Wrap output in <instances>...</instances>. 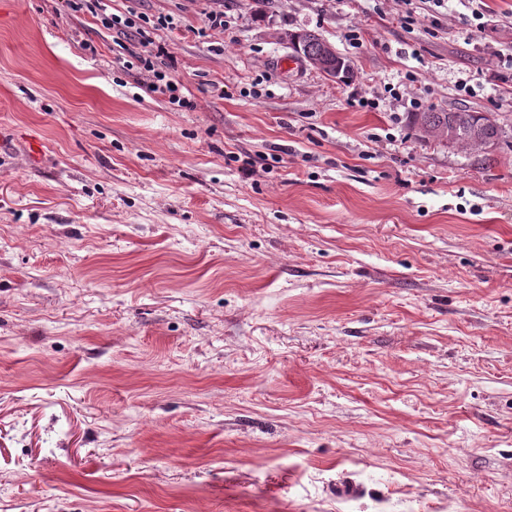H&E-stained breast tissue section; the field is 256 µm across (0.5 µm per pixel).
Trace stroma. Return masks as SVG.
Returning <instances> with one entry per match:
<instances>
[{
    "label": "stroma",
    "mask_w": 512,
    "mask_h": 512,
    "mask_svg": "<svg viewBox=\"0 0 512 512\" xmlns=\"http://www.w3.org/2000/svg\"><path fill=\"white\" fill-rule=\"evenodd\" d=\"M207 6L111 0L174 16L178 111L129 37L0 0V512H512V0ZM458 112V113H457ZM466 112L471 114H477V112H470L466 109H456L454 111L448 110V112H422L420 113V118L424 119L425 124L429 127L426 130V136L427 137H434L438 136L442 139L448 140V143L452 141V138L454 137V129H448V123L450 122L452 116H454L457 113V125H466L468 116ZM430 127L433 128H446L445 130L440 131H434L430 129ZM475 117V115H472ZM478 118L479 123L478 126L480 127V130L482 134L486 137H483L478 131H473L472 136L476 144L480 145L484 149H491L493 148L497 141V143L500 142V140L503 138L504 131L502 127L494 120V123H481V121H488L486 118L478 116L475 117ZM484 124V125H483ZM489 138V139H487ZM493 139V140H490ZM495 140V141H494Z\"/></svg>",
    "instance_id": "obj_1"
}]
</instances>
